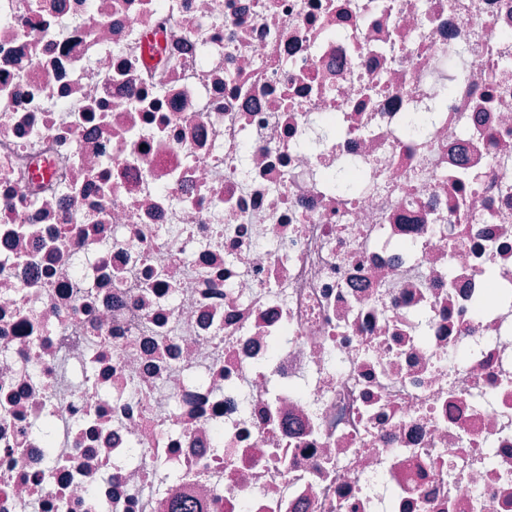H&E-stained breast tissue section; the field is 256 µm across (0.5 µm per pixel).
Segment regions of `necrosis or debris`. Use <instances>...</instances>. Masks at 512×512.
<instances>
[{
    "mask_svg": "<svg viewBox=\"0 0 512 512\" xmlns=\"http://www.w3.org/2000/svg\"><path fill=\"white\" fill-rule=\"evenodd\" d=\"M181 497L512 512V0H0V512Z\"/></svg>",
    "mask_w": 512,
    "mask_h": 512,
    "instance_id": "obj_1",
    "label": "necrosis or debris"
}]
</instances>
